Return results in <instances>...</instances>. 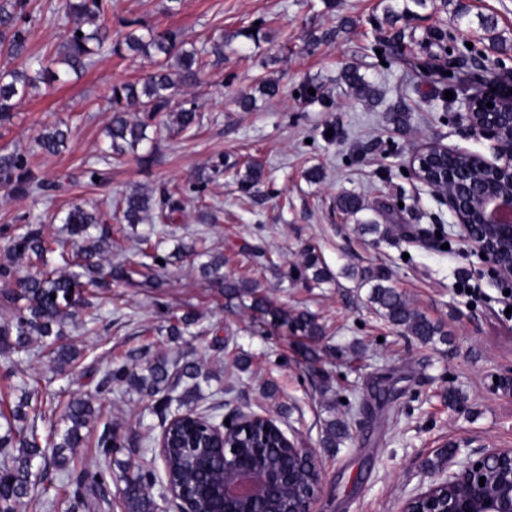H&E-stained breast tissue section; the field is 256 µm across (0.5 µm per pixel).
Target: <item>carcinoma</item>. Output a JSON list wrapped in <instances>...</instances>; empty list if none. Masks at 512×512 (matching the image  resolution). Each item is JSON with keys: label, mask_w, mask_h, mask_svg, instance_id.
Instances as JSON below:
<instances>
[{"label": "carcinoma", "mask_w": 512, "mask_h": 512, "mask_svg": "<svg viewBox=\"0 0 512 512\" xmlns=\"http://www.w3.org/2000/svg\"><path fill=\"white\" fill-rule=\"evenodd\" d=\"M109 0H65L64 14L73 20L74 26L63 31L61 41L53 52L44 56L29 53V44L35 34L37 15L33 0H0V56L6 57L0 69V124L11 122L17 105L37 87V82H65L70 76L90 69L106 47L112 53L125 52L133 56L153 59L155 70L140 83L120 81L112 84L107 101L112 110V122L106 131L108 144L99 156V162L85 170L88 180L105 178V167L144 148L139 156L145 164L153 158L158 138L167 133L180 134L191 130L201 120L199 105L186 101L178 108L172 103L184 85L206 83L207 56H224V39L214 40L209 48L199 49L189 45L176 29L149 27L140 20L125 23L126 31L112 38V29L106 19ZM345 80L350 89L360 97L373 94L371 86L349 68ZM68 128L62 121L46 125L35 140L37 150L43 155H54L66 148ZM224 159L210 167V174L190 182L187 186L162 187L160 192L136 191L119 195L112 200L114 212L127 224H170L183 210L190 193L203 196L210 179L224 173ZM240 188L249 193L263 179V170L254 164H246L245 170H236ZM456 185L464 195L480 188L478 176L466 158L455 165ZM0 187L14 195L38 199L50 196L56 185L37 178L31 168V158L22 151L0 152ZM338 209L347 216H355L366 209L363 196L344 193L337 198ZM65 231L77 249L63 259V267L19 275L20 263L45 261L53 252L55 240L45 234L43 225L27 223L18 233L7 237L6 251L11 260L0 263V282L15 284L5 293L3 310L0 311V350L10 353L30 351L32 337L63 336L64 325L73 319L76 310H83L87 323L95 325L100 314L94 303L85 296L91 287L106 284V279L128 275L121 267L107 268L103 255L112 250V231L103 227L104 216L96 209L81 203L72 204L61 217ZM182 252L197 257L206 256L200 264L205 278L224 289V299L251 298V308L272 320L290 326L293 331L317 340L323 329L315 314L302 311L295 315L273 305L260 294V284L241 281L220 273L224 256L209 255L205 239L197 238L182 246ZM298 276L315 283L331 278L330 271L314 251L304 254ZM362 284L369 286L368 302L375 312L391 325L402 329L423 344L446 340L448 332L443 325L429 319L412 306L405 295L390 284L388 273L382 268H368L361 273ZM201 367L193 361L184 363L166 357L156 359L136 372L134 365L115 363L105 371L97 389L108 391L114 383H127L151 398H157L156 413L166 416L172 403L171 393L183 388L177 398L179 405L188 404L187 398L197 388ZM18 403L9 415L0 413V512H18L19 507L36 487L34 463L50 460L53 474L41 469L42 493L48 494L57 473L67 469L66 452L83 444V430L101 418L100 410L89 400L73 397L66 404L58 419L51 424L45 444H40L37 426L30 420L32 392L20 387ZM349 436V421L336 418L326 422L323 446L336 448ZM97 448L104 460L112 459L122 448L117 435L109 424H104ZM261 452L273 463L283 477L297 474L303 469L300 459L277 447L275 439ZM124 469L121 488L122 506L125 512H158V504L150 493L155 475L149 470L128 461L117 462ZM169 480L187 487L197 488L209 482L224 470V456L215 453L195 465L184 461V449L171 448L167 455ZM104 472L96 471L80 478H67L65 496L59 502L53 498L48 507L65 505L64 512H85L92 507L91 497L101 487Z\"/></svg>", "instance_id": "carcinoma-1"}]
</instances>
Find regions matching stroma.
Instances as JSON below:
<instances>
[{
    "label": "stroma",
    "mask_w": 512,
    "mask_h": 512,
    "mask_svg": "<svg viewBox=\"0 0 512 512\" xmlns=\"http://www.w3.org/2000/svg\"><path fill=\"white\" fill-rule=\"evenodd\" d=\"M42 20L30 44L40 55L60 41L61 0H37ZM398 12L390 21L387 10ZM496 23L494 32L483 26ZM113 32L138 18L158 28L181 30L196 45L224 36L231 47L212 68L205 86H185L180 99H196L202 121L196 135L161 142L155 162L126 158L101 186L83 176L104 141L112 117L105 98L113 82L136 80L146 60L104 53L88 72L68 84L39 88L0 126V148L29 150L44 125L62 119L71 134L55 156H36L34 170L49 180L67 178L49 198H19L0 189V229L22 217L44 225L48 236L65 238L55 215L76 199L107 208L111 196L140 188L159 189L208 173L212 160L260 164L264 178L254 194L221 177L209 182L204 202H188L178 222L162 233V253L200 234L223 255L224 274L259 282L278 307L315 313L325 330L318 344L242 303L225 306L219 288L204 279L191 259L173 260L157 282L138 275L143 257L138 239L151 224H112L122 252L112 259L132 274L94 293L101 315L94 331L80 319L64 339L80 351L71 365L53 362L49 339L34 337L20 363L0 352V406L17 402L21 384L34 389L45 413L47 434L68 400L91 398L103 418L125 439L119 460L162 474L153 446L163 423L150 397L129 386L97 391L112 364L156 357L196 361L202 367L197 413L220 404L268 412L289 438L316 450L324 469L316 512H397L401 502L438 473L430 461L449 444L512 448V314L500 281L473 254L447 205L409 176L410 156L430 139L491 156V143L471 136L460 102L478 89L512 84V0H112ZM260 27V40L247 38ZM335 29L333 40L310 45L309 33ZM394 51L380 53L384 42ZM356 68L376 93L368 101L344 80ZM278 81L280 92L256 95L259 81ZM320 85L316 99L301 96ZM255 95L251 107L245 96ZM409 112L406 128L386 115ZM318 181H309V170ZM361 193L367 208L341 214L338 195ZM379 230H361L363 222ZM315 249L332 278L317 284L296 277L308 249ZM384 267L393 286L432 320L446 325L448 342L422 344L371 309L367 288L355 271ZM470 285L462 293L460 285ZM193 311L198 321L182 335L169 328ZM13 377H4L9 364ZM461 400L452 405L449 392ZM350 414V436L323 447L327 421Z\"/></svg>",
    "instance_id": "1"
}]
</instances>
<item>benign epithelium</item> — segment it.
<instances>
[{"label":"benign epithelium","instance_id":"1","mask_svg":"<svg viewBox=\"0 0 512 512\" xmlns=\"http://www.w3.org/2000/svg\"><path fill=\"white\" fill-rule=\"evenodd\" d=\"M492 103L489 108L486 103ZM466 121L476 137L494 142L493 157L451 148L437 141H427L409 160L413 177L432 189L448 205L471 252L485 255L483 261L504 283L512 280V89L505 87L495 94L482 91L467 95L462 100ZM467 157L475 163L486 179L487 189L480 195L461 198L448 188V159ZM186 415L176 412L155 440L157 454L166 460V449L171 447L168 427L177 425ZM262 426L275 432L291 452L308 460V480L299 489L292 512H315L322 486V466L311 448H303L288 438L276 420L256 412H239L230 418V424L209 425L204 437L190 447L196 454L210 448L224 449V484L221 493L227 504L225 512H235L233 503L250 500L277 490L282 484L273 471L257 466L244 455L239 436L255 437L259 448L264 436L254 427ZM462 459L448 474L433 480L401 506L400 512H512V448H456ZM485 484H479L480 478ZM164 498L175 504V512H196L186 492H174L163 482Z\"/></svg>","mask_w":512,"mask_h":512}]
</instances>
